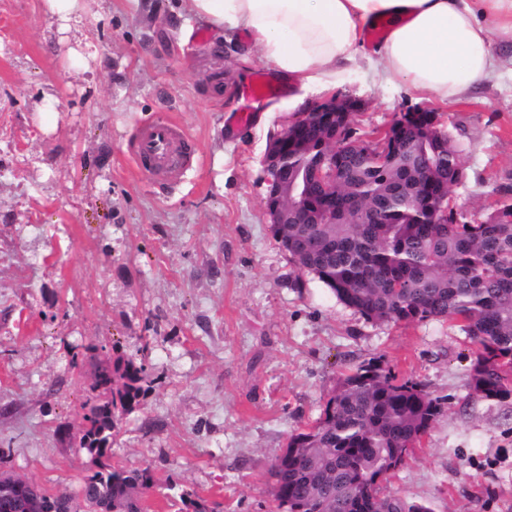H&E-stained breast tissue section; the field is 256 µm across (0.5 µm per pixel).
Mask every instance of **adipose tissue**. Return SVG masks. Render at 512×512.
Returning a JSON list of instances; mask_svg holds the SVG:
<instances>
[{
    "label": "adipose tissue",
    "instance_id": "ef3b65f1",
    "mask_svg": "<svg viewBox=\"0 0 512 512\" xmlns=\"http://www.w3.org/2000/svg\"><path fill=\"white\" fill-rule=\"evenodd\" d=\"M184 20L246 31L264 63L301 90L352 67L381 68L414 90L456 97L500 67L512 41V0H180ZM384 25L380 42L367 29Z\"/></svg>",
    "mask_w": 512,
    "mask_h": 512
}]
</instances>
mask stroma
<instances>
[{"label": "stroma", "instance_id": "1", "mask_svg": "<svg viewBox=\"0 0 512 512\" xmlns=\"http://www.w3.org/2000/svg\"><path fill=\"white\" fill-rule=\"evenodd\" d=\"M178 0H84L61 30L46 0H0V453L13 475L78 493L98 466L80 441L96 364L142 362L150 387L109 464L148 470L147 512H269L268 470L343 374L376 360L442 413L381 494L433 512H512V398L470 386L472 346L446 320L375 323L305 278L265 212L261 158L300 90L231 128L262 63L247 32L196 22ZM357 133L438 112L464 161L457 206L482 219L512 197V75L458 100L360 66ZM176 119L199 160L171 187L128 147Z\"/></svg>", "mask_w": 512, "mask_h": 512}]
</instances>
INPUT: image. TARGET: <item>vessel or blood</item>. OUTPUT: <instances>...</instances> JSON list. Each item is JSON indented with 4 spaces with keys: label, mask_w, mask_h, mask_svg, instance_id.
<instances>
[{
    "label": "vessel or blood",
    "mask_w": 512,
    "mask_h": 512,
    "mask_svg": "<svg viewBox=\"0 0 512 512\" xmlns=\"http://www.w3.org/2000/svg\"><path fill=\"white\" fill-rule=\"evenodd\" d=\"M282 85L270 82L264 74H256L247 101L250 104L284 94ZM248 108L234 113L233 121L248 122ZM137 170L151 183L164 185L180 179L198 159L195 141L178 123L152 121L142 124L129 148Z\"/></svg>",
    "instance_id": "vessel-or-blood-1"
}]
</instances>
